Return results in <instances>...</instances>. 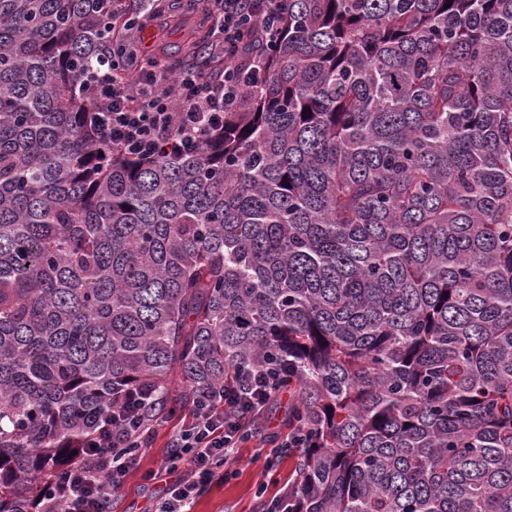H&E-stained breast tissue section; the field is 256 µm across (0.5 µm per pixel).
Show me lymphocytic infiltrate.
Segmentation results:
<instances>
[{
	"mask_svg": "<svg viewBox=\"0 0 512 512\" xmlns=\"http://www.w3.org/2000/svg\"><path fill=\"white\" fill-rule=\"evenodd\" d=\"M215 7L223 19L218 45L223 82L188 71L165 85L151 77L127 83L117 69H97L93 79L79 85L94 104L88 121L99 140L127 155L153 158L164 148L196 150L223 126L225 113L237 109L243 94L237 58L245 27L275 35L285 9L280 0H217ZM287 385L288 376L279 367L245 368L222 390L195 402L190 419L174 431L159 468L146 475L163 484L148 512H191L199 495L223 479L239 443L254 431L256 416ZM151 396V390L129 385L79 456L54 468L35 512H111L114 493L138 465L155 430L144 413Z\"/></svg>",
	"mask_w": 512,
	"mask_h": 512,
	"instance_id": "obj_1",
	"label": "lymphocytic infiltrate"
}]
</instances>
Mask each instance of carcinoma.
I'll return each mask as SVG.
<instances>
[{"mask_svg": "<svg viewBox=\"0 0 512 512\" xmlns=\"http://www.w3.org/2000/svg\"><path fill=\"white\" fill-rule=\"evenodd\" d=\"M0 0V512L126 383L157 418L288 363V512H512V0H288L191 154L100 142L77 79L202 0Z\"/></svg>", "mask_w": 512, "mask_h": 512, "instance_id": "1", "label": "carcinoma"}]
</instances>
